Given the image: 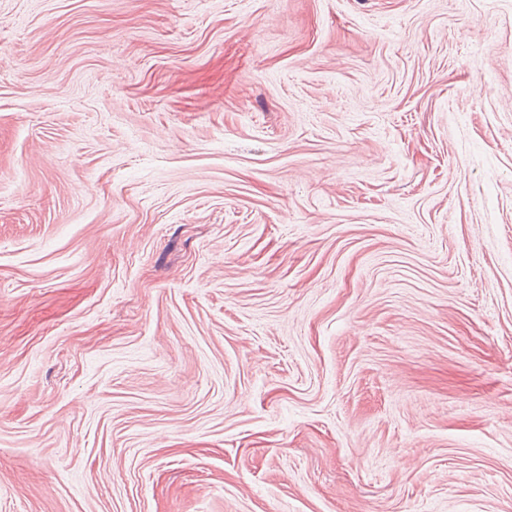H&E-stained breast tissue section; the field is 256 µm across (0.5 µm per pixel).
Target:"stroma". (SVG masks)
I'll use <instances>...</instances> for the list:
<instances>
[{
  "mask_svg": "<svg viewBox=\"0 0 512 512\" xmlns=\"http://www.w3.org/2000/svg\"><path fill=\"white\" fill-rule=\"evenodd\" d=\"M0 512H512V0H0Z\"/></svg>",
  "mask_w": 512,
  "mask_h": 512,
  "instance_id": "obj_1",
  "label": "stroma"
}]
</instances>
